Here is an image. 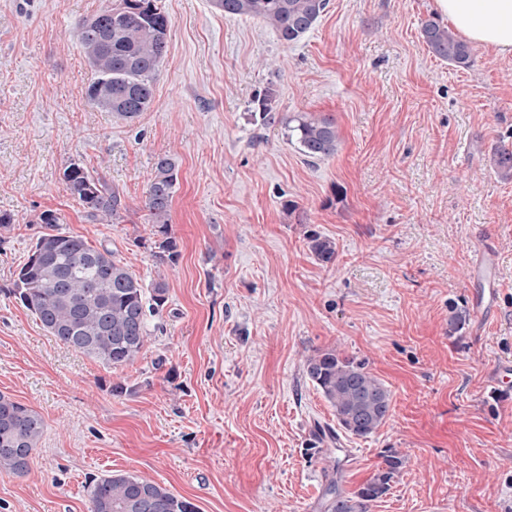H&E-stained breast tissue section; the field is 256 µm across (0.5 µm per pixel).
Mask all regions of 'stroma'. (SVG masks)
Here are the masks:
<instances>
[{
  "label": "stroma",
  "instance_id": "stroma-1",
  "mask_svg": "<svg viewBox=\"0 0 512 512\" xmlns=\"http://www.w3.org/2000/svg\"><path fill=\"white\" fill-rule=\"evenodd\" d=\"M113 0H0V394L46 430L24 475L0 473V512H88L112 473L143 476L198 512H326L383 449L408 464L371 512H512V56L474 47L469 68L421 37L434 0H329L297 42L211 0H160L171 19L153 103L134 120L89 105L80 23ZM276 92L281 123L253 101ZM332 118L336 153L309 161L283 120ZM178 169L168 220L175 263L156 264L145 207L157 157ZM79 164L118 192L88 215L66 190ZM52 212L143 283L167 285L134 363L67 348L11 294ZM336 242L333 265L308 248ZM492 245L494 302L471 264ZM467 309L448 333L450 305ZM363 359L390 416L345 434L305 373L314 350ZM126 392L116 397L112 386Z\"/></svg>",
  "mask_w": 512,
  "mask_h": 512
}]
</instances>
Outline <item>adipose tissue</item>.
I'll use <instances>...</instances> for the list:
<instances>
[{
  "mask_svg": "<svg viewBox=\"0 0 512 512\" xmlns=\"http://www.w3.org/2000/svg\"><path fill=\"white\" fill-rule=\"evenodd\" d=\"M435 7L465 39L512 56V0H435Z\"/></svg>",
  "mask_w": 512,
  "mask_h": 512,
  "instance_id": "ef3b65f1",
  "label": "adipose tissue"
}]
</instances>
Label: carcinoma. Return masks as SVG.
I'll use <instances>...</instances> for the list:
<instances>
[{"label": "carcinoma", "instance_id": "obj_1", "mask_svg": "<svg viewBox=\"0 0 512 512\" xmlns=\"http://www.w3.org/2000/svg\"><path fill=\"white\" fill-rule=\"evenodd\" d=\"M227 14L259 19L281 41L290 44L309 32L324 14L329 0H212ZM96 28L80 25L79 40L96 77L86 92L90 105L132 120L154 100L155 80L167 47L169 16L157 0H120L112 9L93 15ZM421 36L437 58L459 68L471 66L472 48L435 20L422 24ZM275 92L268 88L256 99L263 123L281 121L275 112ZM288 132L309 159L336 153L338 135L329 117L298 114L288 119ZM492 166L503 180H512V150L501 148ZM67 191L87 212L103 220L117 214L120 196L78 164L63 173ZM177 182L175 161L157 158L146 196V208L163 239L152 256L159 264L176 260V241L168 236V215ZM47 232L32 245L27 261L16 272L14 295L63 345L102 364L120 368L133 363L147 339L148 316L167 300L163 281L145 290L129 268L111 251L68 235L57 217L45 213ZM309 251L325 264L336 259V242L318 233L307 236ZM469 320L464 309L451 310L448 332L460 333ZM306 375L332 407L338 425L348 434L365 438L385 424L392 396L366 362L334 348L317 349L306 360ZM45 422L32 408L0 395V471L25 474L43 437ZM396 448L381 452L373 475L352 493L337 483L328 487L327 512H370L386 496L406 467ZM89 512H196L188 500L144 477L111 474L96 480L89 491Z\"/></svg>", "mask_w": 512, "mask_h": 512}]
</instances>
